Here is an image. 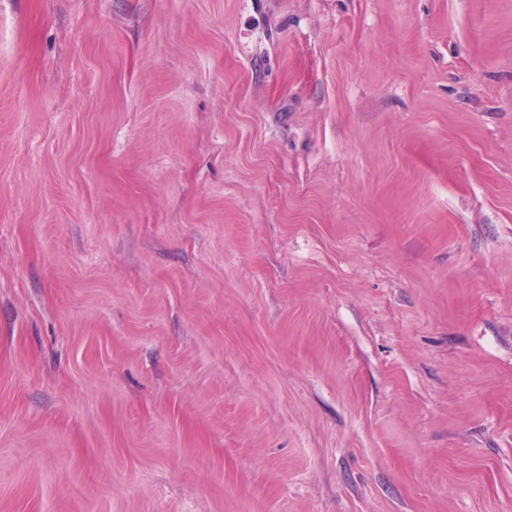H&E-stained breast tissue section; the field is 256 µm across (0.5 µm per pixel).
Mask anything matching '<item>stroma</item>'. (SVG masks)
I'll return each instance as SVG.
<instances>
[{
	"mask_svg": "<svg viewBox=\"0 0 512 512\" xmlns=\"http://www.w3.org/2000/svg\"><path fill=\"white\" fill-rule=\"evenodd\" d=\"M0 512H512V0H0Z\"/></svg>",
	"mask_w": 512,
	"mask_h": 512,
	"instance_id": "35a3bbf8",
	"label": "stroma"
}]
</instances>
